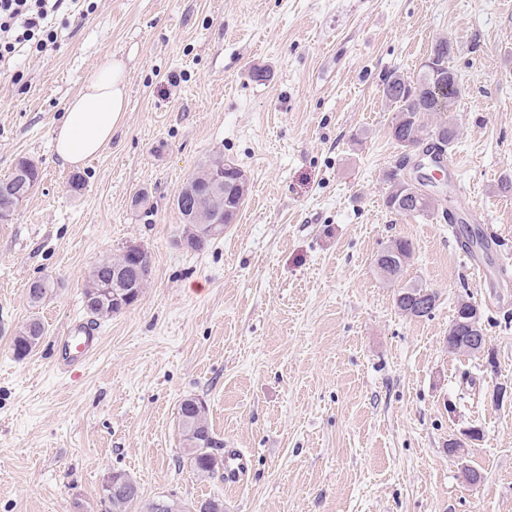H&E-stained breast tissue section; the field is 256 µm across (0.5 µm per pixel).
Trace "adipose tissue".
<instances>
[{
  "instance_id": "adipose-tissue-1",
  "label": "adipose tissue",
  "mask_w": 512,
  "mask_h": 512,
  "mask_svg": "<svg viewBox=\"0 0 512 512\" xmlns=\"http://www.w3.org/2000/svg\"><path fill=\"white\" fill-rule=\"evenodd\" d=\"M127 110L124 67L105 58L83 89L67 104L63 121L53 132L54 149L66 165L80 167L100 155Z\"/></svg>"
}]
</instances>
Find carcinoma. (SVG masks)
<instances>
[{
  "label": "carcinoma",
  "mask_w": 512,
  "mask_h": 512,
  "mask_svg": "<svg viewBox=\"0 0 512 512\" xmlns=\"http://www.w3.org/2000/svg\"><path fill=\"white\" fill-rule=\"evenodd\" d=\"M457 77L448 66V55H443L440 67L431 72L421 73L416 79V90L410 92L405 87L393 85L396 74L386 76L384 96L394 107L391 137L403 150L395 169L387 175L389 191L386 207L396 215L430 216L438 210L437 201L423 196H405L406 183L401 171L410 160L409 151L433 144L435 147L447 148L457 137L456 128L445 120H432V117L451 112L461 94L460 81L448 82L449 77ZM226 165L224 184L226 192L227 213L225 222H231L244 204L247 192V177L240 167L224 160L222 155H213L203 161L194 171L176 199V206L183 220L181 236L195 239L191 250H205L215 239L211 234L202 232L199 225L192 222V213L186 204L199 205L208 198L207 185L211 169L218 164ZM39 173L37 167L26 159L18 161L14 172L0 179V210L17 209L15 200L25 195L31 186L37 184ZM413 253L412 245L407 240H395L387 245L376 257L375 263L380 274L387 280L397 279ZM133 263L127 255L120 253L115 257L105 256L88 272L83 297L86 309L98 319H110L122 312L119 303L112 301V294L104 293L101 287L118 275L127 272V265ZM436 305V295L426 288L411 286L403 290L397 298L398 308L415 317L423 316L420 307L432 310ZM475 306L469 300L462 299L456 306V315L448 330V342L457 336H467L470 313ZM46 335L44 323L38 318L25 322L16 332L12 341V352L16 359L23 360L41 343ZM178 433L182 446L179 464L189 469L192 475L212 477L219 472L214 466V450L223 447L216 438L208 422V407L201 400L187 398L183 400L177 412ZM101 494L108 503L109 512H166L159 508L163 500L158 499L145 504L141 500L138 485L128 475L120 472L107 474L101 483Z\"/></svg>",
  "instance_id": "cac0c4a2"
}]
</instances>
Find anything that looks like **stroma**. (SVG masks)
<instances>
[{
    "label": "stroma",
    "instance_id": "stroma-1",
    "mask_svg": "<svg viewBox=\"0 0 512 512\" xmlns=\"http://www.w3.org/2000/svg\"><path fill=\"white\" fill-rule=\"evenodd\" d=\"M52 24L54 45L0 73V178L22 159L40 172L0 222V512H108L111 472L143 501L217 497L224 512H512V399L494 396L512 387V275L497 271L512 257V0H76ZM442 37L461 84L447 118L465 192L439 185L452 226L385 204L401 150L382 80L417 78ZM107 57L126 68L124 122L98 157L63 167L53 131ZM219 153L248 196L222 237L181 249L175 199ZM489 227L481 280L457 241ZM395 239L413 255L390 282L374 258ZM131 242L151 256L141 300L100 321L86 369L58 370L88 270ZM42 278L55 288L35 306ZM409 285L436 294L430 315L398 310ZM463 298L486 353L448 348ZM32 317L47 333L19 361L11 338ZM191 397L250 455L244 485L180 467Z\"/></svg>",
    "mask_w": 512,
    "mask_h": 512
}]
</instances>
